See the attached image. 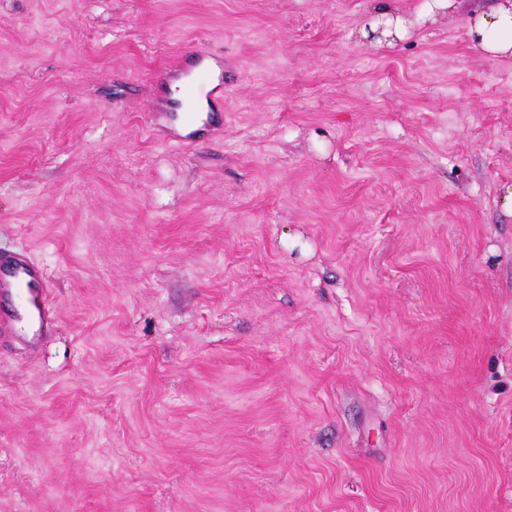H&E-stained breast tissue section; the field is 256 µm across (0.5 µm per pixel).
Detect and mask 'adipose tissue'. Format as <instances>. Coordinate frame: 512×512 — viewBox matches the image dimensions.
Here are the masks:
<instances>
[{"instance_id": "ef3b65f1", "label": "adipose tissue", "mask_w": 512, "mask_h": 512, "mask_svg": "<svg viewBox=\"0 0 512 512\" xmlns=\"http://www.w3.org/2000/svg\"><path fill=\"white\" fill-rule=\"evenodd\" d=\"M450 0H430L415 17L403 14L396 0H369L365 16L358 27V35L381 29V38L371 41L370 49L378 50L393 46L413 28L415 21L455 24L456 16L450 10ZM468 30L474 38L471 48L484 58H494L512 53V0H495L487 9L472 13Z\"/></svg>"}]
</instances>
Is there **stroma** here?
I'll return each mask as SVG.
<instances>
[{
	"label": "stroma",
	"mask_w": 512,
	"mask_h": 512,
	"mask_svg": "<svg viewBox=\"0 0 512 512\" xmlns=\"http://www.w3.org/2000/svg\"><path fill=\"white\" fill-rule=\"evenodd\" d=\"M364 4L0 0V512H512V57ZM368 1L369 5L366 14L360 20L356 30L358 35L366 39L368 38L367 28L372 31H376L378 28L376 32L369 31L370 36L377 39L368 42L370 49L378 50L392 47L394 41L408 35L415 22L419 23L420 21L430 20L433 23H446L448 26L455 24L456 16L449 9L454 6L452 2L459 0H435L433 1L434 3H427L424 9L416 13L415 22L412 18L403 14L401 8L396 3L398 0ZM380 24H384L386 28ZM381 36L382 38H378ZM188 79L184 82V91L192 100L198 88L206 89V97L211 102L224 100V73L214 70H201L197 73L187 74ZM8 290H23L24 304L31 318L47 323L54 315L46 273L24 259L11 262V268L2 272L0 265V296Z\"/></svg>",
	"instance_id": "1"
}]
</instances>
